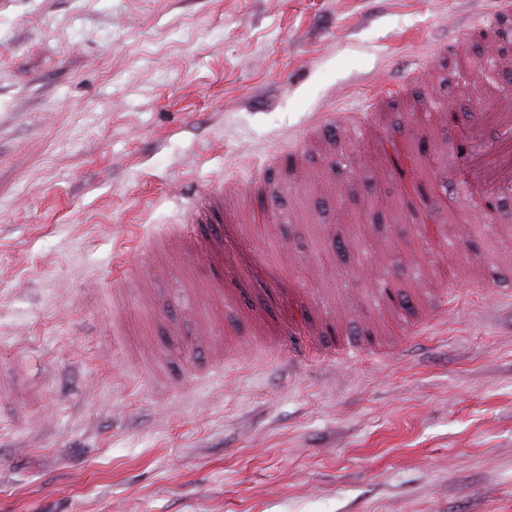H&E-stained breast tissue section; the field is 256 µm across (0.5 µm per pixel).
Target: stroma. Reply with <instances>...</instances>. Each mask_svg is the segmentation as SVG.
<instances>
[{"label":"stroma","instance_id":"35a3bbf8","mask_svg":"<svg viewBox=\"0 0 512 512\" xmlns=\"http://www.w3.org/2000/svg\"><path fill=\"white\" fill-rule=\"evenodd\" d=\"M485 7L0 0V512H512V195L428 159L512 87V41L432 53ZM414 58L368 138L306 147ZM219 179L275 244L151 251ZM407 183L452 199L438 235ZM300 316L365 351L289 367Z\"/></svg>","mask_w":512,"mask_h":512}]
</instances>
